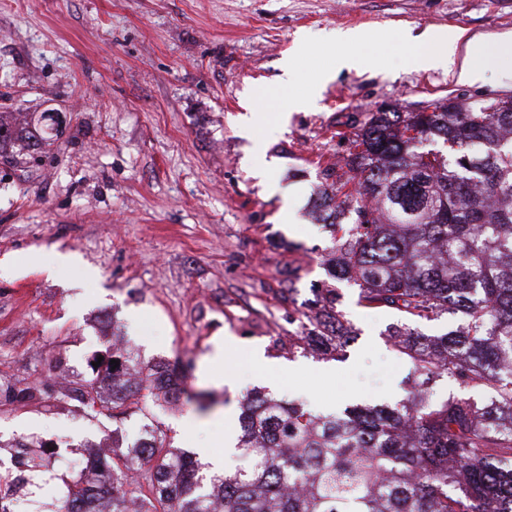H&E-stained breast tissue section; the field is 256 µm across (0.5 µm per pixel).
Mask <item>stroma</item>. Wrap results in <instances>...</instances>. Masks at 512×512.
I'll use <instances>...</instances> for the list:
<instances>
[{
  "label": "stroma",
  "mask_w": 512,
  "mask_h": 512,
  "mask_svg": "<svg viewBox=\"0 0 512 512\" xmlns=\"http://www.w3.org/2000/svg\"><path fill=\"white\" fill-rule=\"evenodd\" d=\"M440 28L495 40L512 32V0H0V113L58 121L40 153H0V443L55 444L71 471L65 450L112 421L59 403L56 375L93 378L115 332L144 360L190 363L185 387L216 397L204 414L153 408L187 450L222 449L226 418L257 387L322 413L401 400L410 368L388 336L399 316L333 282L329 231L308 202L367 113L512 95V67L495 58L476 83L455 64L410 66L407 39ZM348 31L357 42L340 41ZM346 53L374 60L337 69ZM286 71L306 103L281 120L258 92H279ZM333 284L348 347L288 353L313 287ZM228 335L238 360L202 373ZM34 385L35 400L14 399Z\"/></svg>",
  "instance_id": "obj_1"
}]
</instances>
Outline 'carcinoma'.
<instances>
[{"instance_id":"1","label":"carcinoma","mask_w":512,"mask_h":512,"mask_svg":"<svg viewBox=\"0 0 512 512\" xmlns=\"http://www.w3.org/2000/svg\"><path fill=\"white\" fill-rule=\"evenodd\" d=\"M427 112H376L364 122L345 165L323 170L312 213L332 230L331 276L360 288L365 306L396 311L389 329L413 381L394 405H351L317 414L257 389L241 403L237 450L255 465L211 473L194 453L167 442L159 422L125 437L128 417L166 406L182 364L146 362L112 342V358L135 383L112 382L103 398L92 378L58 385V400L84 415L112 411V454L92 453L85 470L57 474L59 449L16 444L17 478L0 470V512H26L40 472L62 482L46 512H88L104 486L110 512H512V95L469 104L435 100ZM40 138L0 114V149ZM442 143L446 151L422 150ZM352 222L342 236L346 215ZM336 289L325 312L308 317L293 347L334 354L351 336L336 321ZM463 315L456 329L425 336L420 320ZM459 389L433 399L430 383Z\"/></svg>"}]
</instances>
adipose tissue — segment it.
I'll list each match as a JSON object with an SVG mask.
<instances>
[{
    "instance_id": "adipose-tissue-1",
    "label": "adipose tissue",
    "mask_w": 512,
    "mask_h": 512,
    "mask_svg": "<svg viewBox=\"0 0 512 512\" xmlns=\"http://www.w3.org/2000/svg\"><path fill=\"white\" fill-rule=\"evenodd\" d=\"M438 52L431 53L423 47H411V63L419 68H431L458 61L463 79L477 82L483 76V65L492 56L512 62V35L505 34L489 42L480 38L463 39L461 33L440 30L434 33Z\"/></svg>"
}]
</instances>
